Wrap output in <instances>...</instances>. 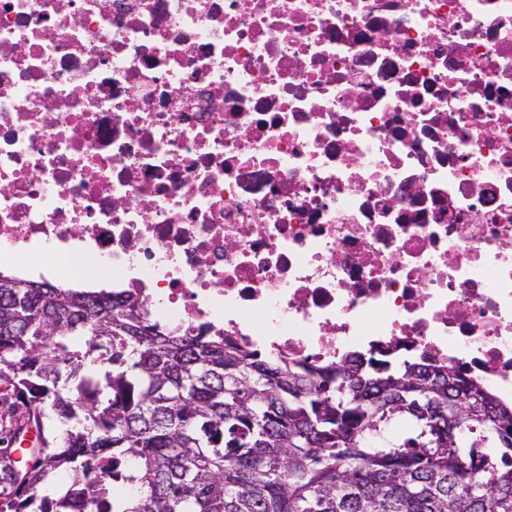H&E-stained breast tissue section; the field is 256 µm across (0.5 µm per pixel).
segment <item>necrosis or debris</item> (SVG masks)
I'll return each mask as SVG.
<instances>
[{"label": "necrosis or debris", "instance_id": "necrosis-or-debris-1", "mask_svg": "<svg viewBox=\"0 0 512 512\" xmlns=\"http://www.w3.org/2000/svg\"><path fill=\"white\" fill-rule=\"evenodd\" d=\"M512 405V0H0V263Z\"/></svg>", "mask_w": 512, "mask_h": 512}]
</instances>
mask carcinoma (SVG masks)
<instances>
[{
	"mask_svg": "<svg viewBox=\"0 0 512 512\" xmlns=\"http://www.w3.org/2000/svg\"><path fill=\"white\" fill-rule=\"evenodd\" d=\"M37 285L0 284V383L40 438L23 470L0 464L7 512H512V406L462 365L390 353L341 391L362 353L275 364L161 329L136 291ZM47 407L74 423L51 440Z\"/></svg>",
	"mask_w": 512,
	"mask_h": 512,
	"instance_id": "carcinoma-1",
	"label": "carcinoma"
}]
</instances>
